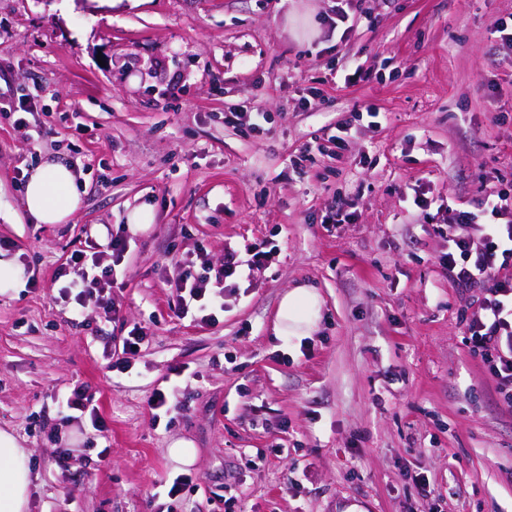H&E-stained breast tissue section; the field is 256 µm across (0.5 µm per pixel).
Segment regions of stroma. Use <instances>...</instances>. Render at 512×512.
<instances>
[{"label":"stroma","mask_w":512,"mask_h":512,"mask_svg":"<svg viewBox=\"0 0 512 512\" xmlns=\"http://www.w3.org/2000/svg\"><path fill=\"white\" fill-rule=\"evenodd\" d=\"M336 5L0 0V258L18 270L0 293V429L30 451L29 512H512V403L470 352L473 297L437 231L476 210L480 175L512 179V51L490 26L512 0H364L371 20L345 33ZM352 59L369 77L347 85ZM47 160L84 192L65 224L24 206ZM417 185L448 209L416 217ZM341 202L354 217L329 223ZM142 203L156 220L131 230ZM113 235L119 314L75 316L54 277ZM252 243L270 259L225 289L216 324L174 314L177 261L217 268ZM299 285L318 323L275 335ZM168 382L178 406L150 409ZM78 386L90 412L66 405ZM178 439L190 468L168 456Z\"/></svg>","instance_id":"stroma-1"}]
</instances>
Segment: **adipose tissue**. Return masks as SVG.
Listing matches in <instances>:
<instances>
[{
  "label": "adipose tissue",
  "mask_w": 512,
  "mask_h": 512,
  "mask_svg": "<svg viewBox=\"0 0 512 512\" xmlns=\"http://www.w3.org/2000/svg\"><path fill=\"white\" fill-rule=\"evenodd\" d=\"M24 205L40 224L68 222L81 206V194L71 168L47 161L30 173ZM319 314L318 295L300 286L282 297L274 324L279 336L310 334ZM30 452L11 433L0 430V512H28L31 487Z\"/></svg>",
  "instance_id": "1"
}]
</instances>
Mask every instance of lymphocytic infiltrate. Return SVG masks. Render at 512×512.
<instances>
[{
  "label": "lymphocytic infiltrate",
  "mask_w": 512,
  "mask_h": 512,
  "mask_svg": "<svg viewBox=\"0 0 512 512\" xmlns=\"http://www.w3.org/2000/svg\"><path fill=\"white\" fill-rule=\"evenodd\" d=\"M439 231L448 240L440 265L450 281L476 294L477 309L466 324L470 350L480 357L498 392L512 402V181L499 179L478 200L476 211L453 212ZM241 265L236 251L229 250L216 273L197 274L191 266L181 267L170 281L177 315H196L203 325L216 323L224 308L226 282L239 275ZM60 274L67 279L61 293L75 313H83L92 298L104 313L115 312L112 267H99L95 257L77 249Z\"/></svg>",
  "instance_id": "f902f5d3"
}]
</instances>
